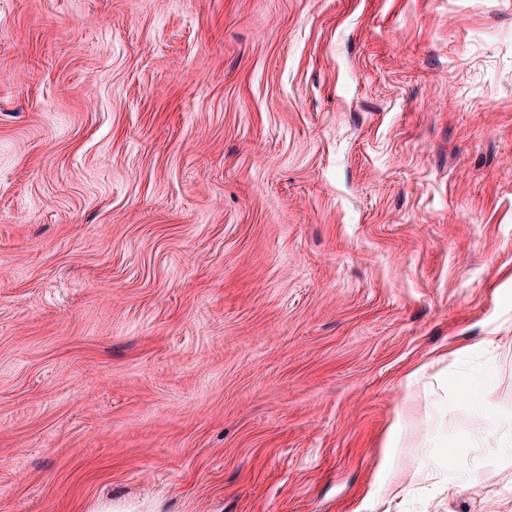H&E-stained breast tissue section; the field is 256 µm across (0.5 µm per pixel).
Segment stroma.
Here are the masks:
<instances>
[{
	"label": "stroma",
	"instance_id": "stroma-1",
	"mask_svg": "<svg viewBox=\"0 0 512 512\" xmlns=\"http://www.w3.org/2000/svg\"><path fill=\"white\" fill-rule=\"evenodd\" d=\"M0 512H512V0H0Z\"/></svg>",
	"mask_w": 512,
	"mask_h": 512
}]
</instances>
